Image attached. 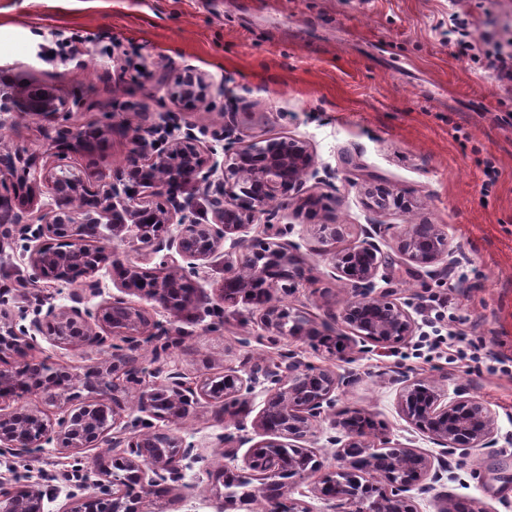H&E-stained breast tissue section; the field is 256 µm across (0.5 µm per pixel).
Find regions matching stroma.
Returning <instances> with one entry per match:
<instances>
[{
    "instance_id": "35a3bbf8",
    "label": "stroma",
    "mask_w": 512,
    "mask_h": 512,
    "mask_svg": "<svg viewBox=\"0 0 512 512\" xmlns=\"http://www.w3.org/2000/svg\"><path fill=\"white\" fill-rule=\"evenodd\" d=\"M467 22L469 38L491 33L512 43V0H0V82L48 88L63 101L50 117L9 112L0 123V146L38 153L54 161L55 129L101 130L91 148L68 154L74 170L99 177L122 167L133 135L163 125L168 114L180 124L214 129L225 113L236 115L244 140L292 136L305 141L317 166L334 170L326 182L303 189L325 195L315 220L284 211L313 280L291 289L285 305L310 314L315 335L271 341L250 304H224L218 289L224 262L213 263L198 299L173 315L148 309L150 319L181 334L162 358L142 343L137 365L157 364L195 379L271 365L285 352L305 362L348 371L353 380L336 392L337 408L369 412L378 427L373 441H388L442 459L432 488L413 489L417 512H437L436 494L478 500L488 512H512V84L499 82L481 62L459 59L448 41V17ZM78 33V51L45 59L53 33ZM187 69L222 83L224 93L183 111L171 99L168 80ZM493 156L495 184L485 185L483 160ZM411 197L408 212L370 209L349 181L350 162ZM335 219L349 232L344 245L363 238L368 224L389 262L388 289L421 316L426 299L451 295L453 314L444 328L465 325L482 340L492 360L474 374L416 358L413 341L383 348L351 336L338 320L350 290L315 236L316 223ZM439 224L448 234L454 263L410 273L397 251V236L411 224ZM16 240L0 255V299L21 303L19 281L30 270ZM37 356L80 371L108 360L106 347H61L40 341ZM435 382L448 392L488 404L497 432L487 447L465 454L413 429L399 411V383ZM262 406L221 417L200 405L171 432L203 445V462L188 471V499L154 501L152 512H218L215 472L224 464L216 435L253 425ZM113 449L63 453L54 448L23 456L0 454V492L20 486L48 494L47 512H64L82 493L61 480L63 469L81 463L91 471L111 462Z\"/></svg>"
}]
</instances>
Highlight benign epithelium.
Segmentation results:
<instances>
[{
	"mask_svg": "<svg viewBox=\"0 0 512 512\" xmlns=\"http://www.w3.org/2000/svg\"><path fill=\"white\" fill-rule=\"evenodd\" d=\"M224 93V86L203 73L179 74L173 78L171 97L186 108L206 100L212 93ZM63 105L47 90H27L11 84L0 85V112H24L48 116ZM233 113H227L224 127L211 132L225 141L224 162L218 165L201 139L186 128L183 135L156 151L148 140L135 138L138 145L121 170L96 187L63 166H42L40 157L15 150L0 151V224H15L18 210L37 211L38 225H26L28 264L32 279L69 283L60 275L75 258L84 261L81 288L70 294L72 305L36 309L29 325L18 323L13 311L0 307V354L23 357L38 344L37 337L64 347H100L107 336L120 339L112 344V361L96 367L94 388L101 398L73 411L65 408L67 397L58 405L64 414L53 422L41 410L21 402L34 387L46 394L60 389L53 374L37 380L28 378L26 364L12 372L0 370V448L14 455L29 454L45 444L77 452L86 448H119L113 463L138 485L136 502L128 503L125 489L116 487L112 471L100 467L87 481L88 493L69 512H146L155 489L181 481L185 471L204 460L198 445L164 430L156 422L175 423L195 413L201 402L235 414L246 410L257 386L271 382L265 390L263 407L255 428L268 439L250 449L244 466L238 467V451L248 438L219 437L228 463L224 473V512H254L255 495L239 496L235 488L250 486L257 476L265 501L264 512H310L305 501L291 496L298 483L320 473L310 492L339 512H414L405 492L422 482L434 468L433 460L412 448H392L393 457L381 462L379 447L352 424L359 409H342L330 415V424L345 433L347 440L338 450L341 466L334 472H320L316 454L302 445L332 408L336 389L350 383L348 372L309 365L292 355L270 367H255L247 375L227 370L216 379L206 376L192 382L179 371L158 366L151 371L163 377L153 388L146 372L133 365L128 349H134L155 333L146 331V311L114 295L95 311L83 307L86 300L104 294L102 273L113 274L120 290L135 291L171 314H178L195 302L178 294L180 279L204 278L215 257L224 255L221 298L226 303L244 301L254 305L262 327L273 336L311 335L309 319L282 304L278 293L309 280L306 260L280 241L288 225L277 221L278 212L270 200L282 202L298 215L309 214L319 203L301 194L307 177H317L314 156L308 144L292 137H280L262 145L252 141L238 145ZM85 135L69 128L58 131L54 148L64 154L84 145ZM358 186L377 209L408 211L410 200L377 178L353 166ZM211 193L212 221L201 222L193 210V197L186 191L199 186ZM51 194L54 205L39 204L42 189ZM167 196L169 206L156 207L154 199ZM158 231L148 230V221ZM260 224L263 236L247 238L243 233ZM343 224H320L317 234L326 244L325 255L333 269L342 274L351 290L340 312L341 321L357 336L382 347L405 341L416 324L409 311L386 291L376 290L375 279L386 268L385 256L377 244L363 240L349 248L338 243L344 238ZM159 257L153 269L131 260H121L116 246ZM402 256L420 268L447 260L448 235L440 224L410 225L398 238ZM123 378L127 390L142 397L140 416L124 421L120 400L109 398L112 382ZM162 396L167 409L155 411V398ZM404 419L435 443L448 448H482L496 432V416L481 401L448 392L429 381L406 380L399 390ZM167 436L169 448L152 458L144 457L154 435ZM0 512H44V494L35 488L0 494Z\"/></svg>",
	"mask_w": 512,
	"mask_h": 512,
	"instance_id": "7a95c632",
	"label": "benign epithelium"
}]
</instances>
